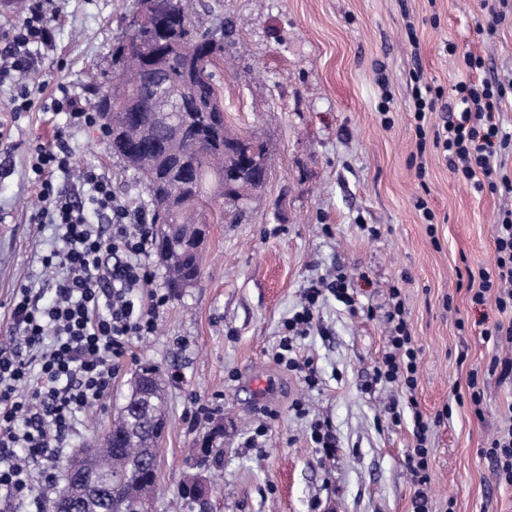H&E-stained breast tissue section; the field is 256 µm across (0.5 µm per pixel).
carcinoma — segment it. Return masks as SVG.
Masks as SVG:
<instances>
[{"label": "carcinoma", "mask_w": 512, "mask_h": 512, "mask_svg": "<svg viewBox=\"0 0 512 512\" xmlns=\"http://www.w3.org/2000/svg\"><path fill=\"white\" fill-rule=\"evenodd\" d=\"M157 15L167 30L195 50L201 61L198 86L184 84L183 58L165 55L160 64L166 83L156 99L138 96L145 64L127 54L124 35L112 51L111 78L119 79L139 106L173 108L159 116L150 129L158 142L167 140L169 122H179L183 131L179 156L154 163L148 176L144 166L130 167L149 198L153 223L172 227L171 234L156 236L154 250L165 269L168 288L177 293L185 282H197L202 275L203 254L193 248V241L197 234L209 232V225L201 221L204 209L216 205L221 211L244 212L254 199L256 171L243 156L255 150L264 157L268 150L263 140L251 136L234 153L227 154L225 142L215 136L214 125L223 124L224 116L220 63L210 58L206 32L193 17L192 0H159ZM199 93L211 106L207 117L195 105ZM94 107L103 120L119 118L112 111L106 85L97 92ZM141 134L137 128H128L125 140L109 143L110 153L123 159L125 150ZM165 406L162 379L147 377L129 384L125 402L98 440L94 454L76 466L73 481L78 493L65 502H53L52 512H134L137 500L154 499L160 476L148 468L147 460L159 456L162 438L152 433L153 418L165 412Z\"/></svg>", "instance_id": "obj_1"}]
</instances>
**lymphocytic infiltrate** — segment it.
Here are the masks:
<instances>
[{
  "label": "lymphocytic infiltrate",
  "instance_id": "lymphocytic-infiltrate-1",
  "mask_svg": "<svg viewBox=\"0 0 512 512\" xmlns=\"http://www.w3.org/2000/svg\"><path fill=\"white\" fill-rule=\"evenodd\" d=\"M21 23L0 27V83L8 81L13 94L11 114L30 111L34 104L25 77L34 71L42 49L52 45L56 17L45 0H28ZM466 79L453 87L451 102H444L440 87L429 83L422 69H414L413 118L418 151L434 145L443 154L458 181L475 189L512 196V179L496 177L499 162L512 153V133L503 130L499 114L512 79L483 75L485 61L472 53L460 60ZM49 111L67 116L49 144H38L30 165L40 208L34 223L52 224L59 247L43 258L55 275L42 288L21 284L10 300L12 326L21 338L18 347H0V499L7 506L45 505L34 493L37 476L52 480L54 463L80 415L103 400L133 340L154 335L157 317L169 302L163 291L144 292L152 278L148 258L155 226L144 210H132L112 190L111 181L97 168L81 172V197L60 188L56 176L68 175L67 128L93 129L99 124L82 98L68 86L58 85ZM444 108L441 125L426 131L428 114ZM107 217V224H92L88 213ZM495 260L480 269L479 286L471 301L481 306L494 301L499 312L512 311V208L501 209L494 233ZM348 308L356 297L346 276L312 283L299 309L284 323V335L273 353L274 361L303 373L307 385L317 377L310 361L301 358L298 338L310 332L314 312L325 295ZM387 320L391 325L388 348L374 371V384L397 385L408 406L414 407L418 350L413 342L400 289L389 292ZM415 445L406 456L416 487L412 512H429L428 486L431 425L415 412ZM484 455L497 482L512 485V414L495 431ZM40 472H33V465Z\"/></svg>",
  "mask_w": 512,
  "mask_h": 512
}]
</instances>
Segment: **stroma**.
I'll use <instances>...</instances> for the list:
<instances>
[{
  "label": "stroma",
  "mask_w": 512,
  "mask_h": 512,
  "mask_svg": "<svg viewBox=\"0 0 512 512\" xmlns=\"http://www.w3.org/2000/svg\"><path fill=\"white\" fill-rule=\"evenodd\" d=\"M52 6L56 40L28 82L41 101L61 82L92 98L136 0ZM223 13L236 23L225 41L224 120L266 141L267 184L244 219L211 224L201 280L171 298L155 335L133 341L111 395L80 416L68 450L93 443L133 374L153 365L167 397L155 512H175L184 459L218 424L224 458L209 469L211 512H411L405 458L416 410L436 421L430 512H512V486L497 484L480 454L512 404V384L485 379L482 415L455 403L469 372L495 352L482 332L502 315L494 302L471 303L468 273L494 261L502 199L458 182L435 148L418 152L409 86L419 65L451 99L468 51L482 56L487 76H512V18L488 36L479 31L483 0H224ZM408 16L414 44L403 34ZM384 98L388 128L377 110ZM65 124V114L35 108L11 125L16 150L0 163V346L12 341L14 288L38 275L55 242L51 225L31 222L30 149ZM67 149L72 170L96 167L122 203H146L99 131L70 130ZM422 200L433 224L417 207ZM339 274L361 307L349 312L331 295L321 302L299 342L316 369L310 387L272 354L303 289ZM393 287L419 350L417 407L397 422L389 407L400 389L371 384ZM201 404L209 409L202 422ZM448 406L452 416L441 418ZM317 421L337 439L334 459H322L310 439Z\"/></svg>",
  "instance_id": "35a3bbf8"
}]
</instances>
